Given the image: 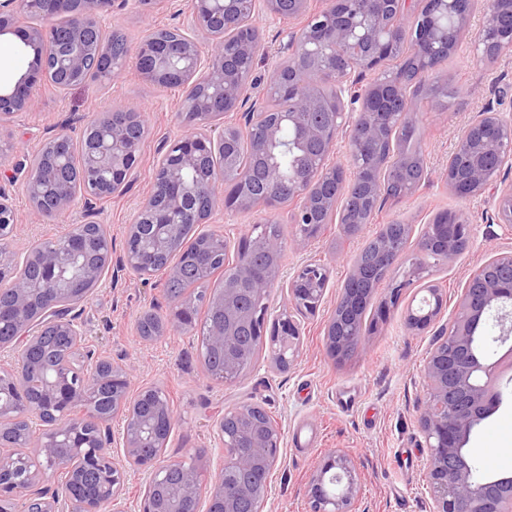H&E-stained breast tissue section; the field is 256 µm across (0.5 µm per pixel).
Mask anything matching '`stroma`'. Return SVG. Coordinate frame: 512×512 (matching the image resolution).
Instances as JSON below:
<instances>
[{
    "label": "stroma",
    "instance_id": "obj_1",
    "mask_svg": "<svg viewBox=\"0 0 512 512\" xmlns=\"http://www.w3.org/2000/svg\"><path fill=\"white\" fill-rule=\"evenodd\" d=\"M483 20L481 6H474L469 28L456 52L441 69L450 87L464 86L469 96L450 97L441 106L419 101L422 150L429 183L408 199L387 202L372 224L357 235H347L342 225L324 226L317 236L300 240L297 225L286 210L257 208L248 213L225 210L209 220L205 228L224 235L230 248L254 225L269 220L282 230L281 265L292 273L307 260L327 265L331 286L315 316L302 325L300 353L286 370L271 367L270 347H262L257 361L235 382L219 386L208 376L201 360V341L195 330L175 332L155 341L139 336L140 315L149 309L167 315L166 277L144 280L122 270L124 243L139 204L151 188L153 167L162 141L177 139L184 127L177 117L182 89H161L143 79L134 59H127L117 81H102L74 87L61 93L48 82L34 90V105L6 120L8 150L0 154V165L11 168L42 143L72 127L82 135L97 113L133 102L144 113L150 134L140 163L128 186L119 195L96 205L94 217H86L82 206L62 213L48 224L32 223L29 203L21 186H13L12 199L18 222L13 245L20 248L37 240L64 235L71 225L94 220L107 225L112 235V273L104 285L80 304L89 347L113 363L131 369L135 383L153 384L165 392L178 422L163 452L166 459H193L214 478L224 459L218 439V422L226 409L242 404L261 405L283 432L279 459L271 480V491L263 512H309L303 489L315 466L329 451L341 449L354 460L361 482L355 512H430L427 487L428 451L419 417L426 401L423 366L435 342L434 329L415 332L406 328L404 311L412 299L404 293L400 304L379 318L378 326L364 338L361 348L345 361H336L327 351L325 326L336 303L340 285L364 244L380 225L398 222L421 231L433 215L462 210L470 220V241L452 265L437 266L432 279L455 307L469 275L494 255L512 250V228L495 221L494 205L477 197L459 201L441 175L461 130L488 109L512 111V52L495 59H480L475 35ZM190 21L188 0H161L150 11L134 0L115 5L107 18L109 28L124 32L129 48L153 30L185 28ZM256 24L266 53L258 61L247 93L258 97L266 91V79L280 48L281 21L265 17ZM33 53L12 34L0 37V85L15 82L25 73ZM489 362L495 363L496 387L503 401L499 409L474 432L469 446L472 461L480 468L512 473V343L499 341L500 329L487 321Z\"/></svg>",
    "mask_w": 512,
    "mask_h": 512
}]
</instances>
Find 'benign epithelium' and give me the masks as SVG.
Masks as SVG:
<instances>
[{"label":"benign epithelium","instance_id":"benign-epithelium-1","mask_svg":"<svg viewBox=\"0 0 512 512\" xmlns=\"http://www.w3.org/2000/svg\"><path fill=\"white\" fill-rule=\"evenodd\" d=\"M263 2L271 19L281 17L282 0H189L190 33L174 40L162 39L151 32L135 51L140 75L162 88L180 83L186 88L182 111L212 116L234 111L244 105L249 78L241 68L244 60L257 59L259 41L230 43L240 28L254 26L256 3ZM309 0H292L291 17L302 20L296 28L281 32L285 38L281 59L271 76L279 80L277 90L285 97L303 86L316 89L330 80L336 86V111L328 123L300 121V108L310 115L325 108L322 100L308 92L289 102L288 111L267 121L268 108L253 103L245 115L252 128L264 125L263 137L254 150L267 161L266 192L277 193L286 182L295 208L291 223L299 226L300 238L316 236L319 225L329 224L340 212L339 222L350 227L347 201L352 193L362 196L361 223L373 221L379 201L385 195V181L422 161L412 153L397 154L395 161L383 158L377 147L391 140L393 120L399 115L416 121L413 103L432 94L436 86L448 85V77L434 71L437 58L451 50L449 35L464 30L470 21L474 0H324V7L312 11ZM115 0H0V36L15 34L33 50L53 49L56 86L66 88L85 71L90 60L100 62L102 74L117 80L124 66L115 63L103 46L112 35L105 18ZM484 22L476 34L481 58L491 59L512 50V34L491 38L488 28L504 14L512 15V0H484ZM451 16L456 28L448 30L442 19ZM31 17L43 24L21 28L19 19ZM404 43L409 49L413 71L396 73L366 86L351 96L358 111H346L345 93L350 91L353 74L359 68L376 69L393 48ZM297 55L320 57L329 62L322 74H300L286 65ZM48 69L46 55L22 74L8 90L0 89V121L27 112L33 103V87ZM98 138L83 147L84 163L92 177L93 190H79L67 181L70 165L69 146L74 136L66 129L52 141L56 156L42 178L31 173L24 182L30 213L39 223L83 203L94 209L97 201L123 190L137 167L140 154L129 146L124 126L112 120V113L95 118ZM296 129L297 153L291 168L283 171L271 148L282 142L284 126ZM347 132L348 162L330 164L340 131ZM479 140L487 153L500 165L488 170L481 165L469 168L464 176L452 178V170L443 174L447 183L457 182L453 194L461 200L475 196L497 182L502 166L512 164V113L489 110L461 133L454 155L466 151ZM224 151L234 150L228 128L218 139L197 126L172 143L160 146L161 162L153 174L150 194L137 209L128 234H133L144 215H149L146 230L149 244L125 266L139 276L150 269L179 240L180 224L198 219L191 206L197 200L209 203L205 223L223 209L248 211L251 197L238 189L247 175L238 171L233 181L215 170L203 173V162L210 157L215 143ZM352 176L337 184L336 192L320 193V184L329 176ZM0 183V294L11 297L7 310H0V323L10 327L11 339L0 341V353L9 349L12 358L0 364V512H126L122 508L127 471L146 474L138 512H241L242 505L263 502L270 490V474L278 461L282 432L260 421L258 409L243 404L225 411L219 421L218 435L224 446V466L211 482L207 504H202V471L197 466L177 465L156 452L166 447L167 439L156 434L144 419L131 425L133 406L149 394H156L154 407L173 417V411L159 395V389L142 385L132 389L129 369L106 367L105 358L85 350L86 331L81 313L63 310V288L68 282L90 281L100 284L108 271L109 256L93 261L97 237L70 233L65 251L59 252L38 241L22 248L12 259L10 237L17 224L6 184ZM229 183L232 194L223 195L221 183ZM497 223L512 224V188L501 191L495 201ZM445 213L436 214L417 241L415 256L401 274H396V259L388 248L386 227L375 235L382 254L377 272L353 263L340 286L336 305L326 329V347L331 356L345 358L363 343L364 312L373 306L379 292H385L379 308L397 305L402 291L421 284L419 291L429 310L421 314L406 308V326L423 332L443 314L446 303L440 288L429 281L433 266L451 265L469 241V220L461 212L454 221L437 231ZM282 251L279 240L244 242L235 263L239 280L247 287L226 288L217 302L221 320L207 335V346L224 351V365L209 373L219 384L236 381L242 374L239 350L244 342L263 343L269 338L271 362L278 370L288 368L300 348L298 317L313 315L321 306L330 275L321 263L303 264L286 284L287 308L268 316L273 288L282 282L277 258ZM191 307L183 303L160 322L158 336H166L186 326ZM500 327L499 340L512 337V251L493 256L475 271L461 290L457 309L440 327L439 341L431 349L424 366L427 398L420 414L430 464L427 483L433 500L432 512H512V477H500L477 471L470 460L467 445L471 435L499 408L500 392L492 388L493 365L486 362L485 338L480 332L486 318ZM48 330L66 336L76 355L63 357L51 378L34 372L31 354ZM112 383V400L123 415L121 442L123 456L112 455L116 442L112 417L93 406L97 390ZM235 423L233 440L224 435V422ZM46 426V435L30 434L32 421ZM25 448L37 449L28 472L16 475L18 462L26 457ZM179 469L180 481L170 486L169 473ZM361 492L356 465L341 450L328 452L320 460L305 486L310 512H353Z\"/></svg>","mask_w":512,"mask_h":512}]
</instances>
